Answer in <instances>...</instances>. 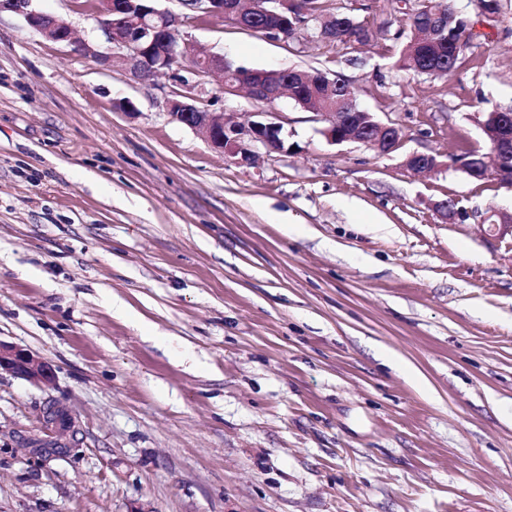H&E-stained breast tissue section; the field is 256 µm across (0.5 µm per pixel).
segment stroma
I'll list each match as a JSON object with an SVG mask.
<instances>
[{"label": "stroma", "instance_id": "1", "mask_svg": "<svg viewBox=\"0 0 512 512\" xmlns=\"http://www.w3.org/2000/svg\"><path fill=\"white\" fill-rule=\"evenodd\" d=\"M458 5L475 61L448 79L186 18L191 49L343 75L402 132L334 144L282 98L288 149L249 165L171 119V77L0 14V341L54 371L0 375V512H512V236L479 229L512 190L458 165L487 148L476 113L512 104V0ZM33 6L110 53L85 0ZM201 83L237 123L266 109ZM52 402L77 435L44 431Z\"/></svg>", "mask_w": 512, "mask_h": 512}]
</instances>
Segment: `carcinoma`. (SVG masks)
<instances>
[{"label":"carcinoma","mask_w":512,"mask_h":512,"mask_svg":"<svg viewBox=\"0 0 512 512\" xmlns=\"http://www.w3.org/2000/svg\"><path fill=\"white\" fill-rule=\"evenodd\" d=\"M326 0H300L298 12L320 19L326 16ZM387 18L375 30L346 12L333 15V32L321 39L323 43L348 47L368 45L379 37H392L399 44L395 66L408 73L447 78L463 64L471 61L469 51L474 40L473 26L459 9L457 0H429L432 7L416 0H387ZM342 77L333 78L335 85L328 92L318 86L296 84L294 103L312 110L314 100L326 97L329 106L344 96Z\"/></svg>","instance_id":"1"}]
</instances>
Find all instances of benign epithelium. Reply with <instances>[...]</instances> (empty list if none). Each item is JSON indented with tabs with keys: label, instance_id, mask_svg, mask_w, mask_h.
<instances>
[{
	"label": "benign epithelium",
	"instance_id": "1",
	"mask_svg": "<svg viewBox=\"0 0 512 512\" xmlns=\"http://www.w3.org/2000/svg\"><path fill=\"white\" fill-rule=\"evenodd\" d=\"M32 0H0V12L10 11L24 17L27 25L46 39L64 44L72 51L90 54V45L77 38L72 25L62 17L50 15L31 7ZM158 0H96L91 13L92 19L112 45V55L125 52L132 60L130 77L140 82L152 80L160 74H167L183 86L189 85L186 71L192 75L207 74L216 79L219 87H224V73L227 67L224 56L202 53L195 68L183 69L181 59L189 50L179 42L181 17L156 5ZM182 7L199 19H219L240 23L236 0H178ZM297 0H252L253 10L262 20L258 31L276 38L281 32L285 17L282 8ZM280 70L272 74L269 70H248L233 72L228 80L235 87L246 88L255 100L273 105L282 95ZM347 101L351 112L347 113L346 130L336 122V113L320 112L328 126L324 130L327 139L333 144H361L388 154L395 149L383 135L392 126L379 123L377 129L366 126L369 113L358 111V91L355 87L346 88ZM197 98L189 93H178L168 101V114L172 119L202 132L210 145L217 151L235 159L238 164L252 162L253 154L249 146L253 142L262 143L270 152L285 150L282 125L275 121V113L266 112V120L239 124L222 113L211 112L196 105ZM484 113L476 117L482 134L486 135L493 147L512 152V127L500 124H485ZM486 179L512 190V168L497 167L484 172ZM481 231L493 236L512 233V214L501 218L500 223L480 225ZM33 382L49 384L53 380V369L34 352L0 341V373Z\"/></svg>",
	"mask_w": 512,
	"mask_h": 512
}]
</instances>
